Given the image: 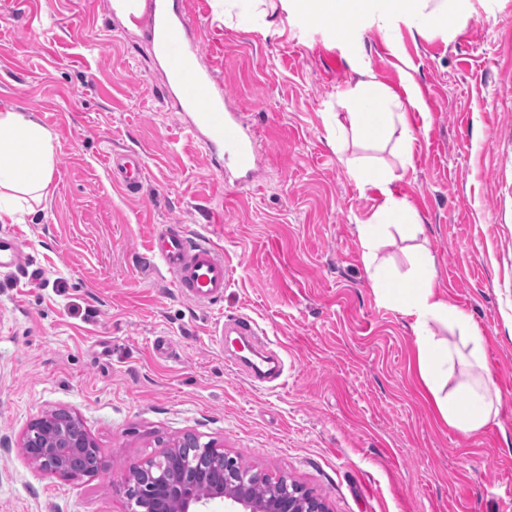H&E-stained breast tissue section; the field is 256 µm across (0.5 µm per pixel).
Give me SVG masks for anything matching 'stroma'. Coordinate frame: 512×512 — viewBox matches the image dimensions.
I'll use <instances>...</instances> for the list:
<instances>
[{
    "label": "stroma",
    "mask_w": 512,
    "mask_h": 512,
    "mask_svg": "<svg viewBox=\"0 0 512 512\" xmlns=\"http://www.w3.org/2000/svg\"><path fill=\"white\" fill-rule=\"evenodd\" d=\"M184 6L258 135L238 188L187 137L142 30L112 0H0V101L55 146L41 212L0 223L27 258L0 267V512H129L113 483L186 432L331 512H512V0H470L467 20L425 35L366 0L348 39L312 26L308 0L279 11L276 34L258 16L240 28L224 0ZM367 77L414 130L409 158L394 139L337 144L346 92ZM115 150L143 155L138 194L113 183ZM364 158L392 171L425 222L438 288L485 338L499 415L477 433L440 419L408 319L372 291L357 226L382 194L345 165ZM168 224L221 253L223 301L195 306L151 259ZM241 314L283 378L250 385L212 343ZM54 407L79 413L106 470L68 479L28 464L21 436Z\"/></svg>",
    "instance_id": "obj_1"
}]
</instances>
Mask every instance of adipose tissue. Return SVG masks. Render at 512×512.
<instances>
[{
	"label": "adipose tissue",
	"instance_id": "ef3b65f1",
	"mask_svg": "<svg viewBox=\"0 0 512 512\" xmlns=\"http://www.w3.org/2000/svg\"><path fill=\"white\" fill-rule=\"evenodd\" d=\"M418 33L448 19L466 17V0H407ZM349 107L337 129H350L361 140H381L398 133L401 150L410 153L415 140L403 113L376 82L357 81L347 92ZM55 166L53 135L29 113L0 108V222H23L50 192ZM360 185L380 189L383 200L358 225L365 262L372 269V289L383 305L409 319L415 336L416 367L441 418L464 434L482 430L498 416L495 383L485 355V338L462 309L449 305L437 291L435 261L420 243L423 226L406 200L395 196L392 173L372 163L349 162ZM416 241L411 269L394 281L382 270L378 253L391 232Z\"/></svg>",
	"mask_w": 512,
	"mask_h": 512
}]
</instances>
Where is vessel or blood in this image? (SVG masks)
I'll return each mask as SVG.
<instances>
[{
    "instance_id": "1",
    "label": "vessel or blood",
    "mask_w": 512,
    "mask_h": 512,
    "mask_svg": "<svg viewBox=\"0 0 512 512\" xmlns=\"http://www.w3.org/2000/svg\"><path fill=\"white\" fill-rule=\"evenodd\" d=\"M127 22L146 25L147 39L167 80V96L190 115L188 132L202 136L214 150L231 157L236 172L250 173L256 164L257 135L241 117L228 112L224 85L214 68L203 66L196 31L182 0H127ZM113 180L128 193L137 192L144 175L141 155L125 151L112 153L108 160ZM149 251L169 274L178 291L202 308L222 300L231 273L223 257L208 241L191 238L177 226L156 232ZM217 336H237L250 344L254 359H232V367L250 381L279 378L282 366L267 355L266 337L252 318L239 315L222 324Z\"/></svg>"
}]
</instances>
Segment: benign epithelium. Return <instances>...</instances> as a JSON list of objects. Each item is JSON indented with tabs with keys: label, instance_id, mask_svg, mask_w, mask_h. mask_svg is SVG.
<instances>
[{
	"label": "benign epithelium",
	"instance_id": "1",
	"mask_svg": "<svg viewBox=\"0 0 512 512\" xmlns=\"http://www.w3.org/2000/svg\"><path fill=\"white\" fill-rule=\"evenodd\" d=\"M21 448L37 470L66 478L95 476L104 468L99 448L81 417L66 408L47 410L30 422ZM271 487L255 497L251 480ZM116 491L139 512H331L325 501L285 476L241 467L212 441L186 434L153 459L130 465Z\"/></svg>",
	"mask_w": 512,
	"mask_h": 512
}]
</instances>
